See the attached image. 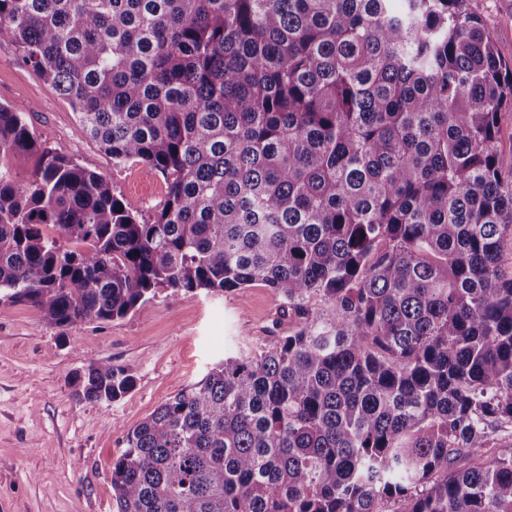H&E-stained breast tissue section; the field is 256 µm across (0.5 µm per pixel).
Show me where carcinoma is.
I'll return each mask as SVG.
<instances>
[{
    "label": "carcinoma",
    "instance_id": "cac0c4a2",
    "mask_svg": "<svg viewBox=\"0 0 512 512\" xmlns=\"http://www.w3.org/2000/svg\"><path fill=\"white\" fill-rule=\"evenodd\" d=\"M0 39L166 183L146 221L0 104V295L64 328L261 284L296 318L127 431L118 512H512V68L469 0H0ZM499 161L504 169L512 168V106H506L500 116Z\"/></svg>",
    "mask_w": 512,
    "mask_h": 512
}]
</instances>
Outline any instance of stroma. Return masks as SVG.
Listing matches in <instances>:
<instances>
[{
    "label": "stroma",
    "instance_id": "obj_1",
    "mask_svg": "<svg viewBox=\"0 0 512 512\" xmlns=\"http://www.w3.org/2000/svg\"><path fill=\"white\" fill-rule=\"evenodd\" d=\"M499 56L512 65V0H470ZM0 103L22 109L33 135L89 170L151 216L166 186L140 164L114 168L16 45L0 40ZM284 302L260 285L224 293L160 290L126 318L45 325L24 303L0 301V512H117L113 459L125 432L224 357L273 346L293 328ZM107 360L135 387L107 404L79 401L72 375Z\"/></svg>",
    "mask_w": 512,
    "mask_h": 512
}]
</instances>
